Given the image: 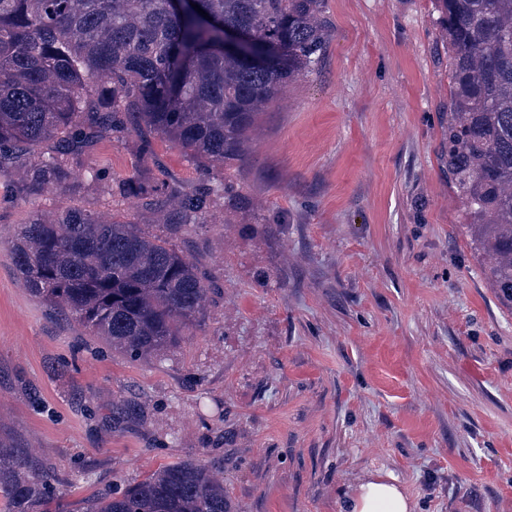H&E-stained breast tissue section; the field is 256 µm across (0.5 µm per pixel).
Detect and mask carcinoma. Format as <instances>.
Listing matches in <instances>:
<instances>
[{"label": "carcinoma", "mask_w": 512, "mask_h": 512, "mask_svg": "<svg viewBox=\"0 0 512 512\" xmlns=\"http://www.w3.org/2000/svg\"><path fill=\"white\" fill-rule=\"evenodd\" d=\"M322 0H0V172L52 142L30 165L27 189L67 178L64 157L98 140L144 128L200 164H239L256 115L286 84L314 70L330 34ZM199 5L208 16L200 15ZM448 33V175L464 203L489 277L512 302V0H438ZM258 45L224 50V30ZM159 198L163 183H123ZM221 182L180 202L194 224ZM30 291L62 305L130 357L172 344L199 312L205 288L194 265L137 225L77 209L34 216L12 245ZM26 468L0 454V494L24 512L28 480L1 481ZM85 512H231L220 481L191 461L160 469L121 493L102 494Z\"/></svg>", "instance_id": "carcinoma-1"}]
</instances>
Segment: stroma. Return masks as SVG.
<instances>
[{
	"label": "stroma",
	"mask_w": 512,
	"mask_h": 512,
	"mask_svg": "<svg viewBox=\"0 0 512 512\" xmlns=\"http://www.w3.org/2000/svg\"><path fill=\"white\" fill-rule=\"evenodd\" d=\"M318 67L255 118L244 163L201 170L158 139L104 138L69 181L0 173V451L49 476L29 512L192 461L233 512H338L339 489L394 472L415 512H512V304L469 244L448 178V39L435 0H324ZM100 178L91 181L90 169ZM236 201L180 224L137 176ZM138 225L195 266L194 324L129 358L27 288L10 246L38 213ZM123 189L138 197L158 199L166 194L167 187L164 183L144 182L140 178L123 183Z\"/></svg>",
	"instance_id": "stroma-1"
}]
</instances>
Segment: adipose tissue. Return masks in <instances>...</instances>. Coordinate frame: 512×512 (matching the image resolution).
Here are the masks:
<instances>
[{"label":"adipose tissue","mask_w":512,"mask_h":512,"mask_svg":"<svg viewBox=\"0 0 512 512\" xmlns=\"http://www.w3.org/2000/svg\"><path fill=\"white\" fill-rule=\"evenodd\" d=\"M338 512H413L414 504L399 482L389 471L366 473L356 483L340 490Z\"/></svg>","instance_id":"obj_1"}]
</instances>
